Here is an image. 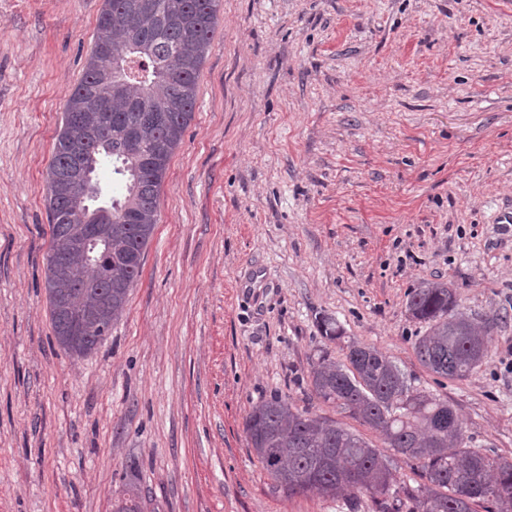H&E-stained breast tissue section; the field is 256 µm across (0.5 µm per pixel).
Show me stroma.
<instances>
[{
	"mask_svg": "<svg viewBox=\"0 0 512 512\" xmlns=\"http://www.w3.org/2000/svg\"><path fill=\"white\" fill-rule=\"evenodd\" d=\"M103 0H0V512H336L276 493L244 420L309 400L330 314L512 457V0H222L194 119L120 320L57 342L44 174ZM487 320L467 378L421 365L409 293Z\"/></svg>",
	"mask_w": 512,
	"mask_h": 512,
	"instance_id": "35a3bbf8",
	"label": "stroma"
}]
</instances>
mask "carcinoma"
I'll list each match as a JSON object with an SVG mask.
<instances>
[{
    "label": "carcinoma",
    "instance_id": "1",
    "mask_svg": "<svg viewBox=\"0 0 512 512\" xmlns=\"http://www.w3.org/2000/svg\"><path fill=\"white\" fill-rule=\"evenodd\" d=\"M221 0H104L99 36L82 79L66 102L45 173L51 216L46 293L55 336L69 354L84 357L107 338L142 273L144 253L159 221L160 191L172 157L190 125L198 77L214 35ZM97 168L112 167L123 196L109 195L112 219L90 225L78 149ZM103 241L108 261L87 260L89 232ZM422 325L420 363L445 379H463L484 360L488 324L459 309L445 283L425 282L406 303ZM321 338L344 330L323 314ZM310 397L336 406L379 432L380 449L343 425L299 410L279 392L247 415L249 446L277 493H313L336 500L339 512H512V459L467 446L468 436L448 401L414 387L387 355L359 341L345 361L318 349L309 372ZM415 467L423 484H394L393 464ZM139 496L121 498L112 512H141Z\"/></svg>",
    "mask_w": 512,
    "mask_h": 512
}]
</instances>
